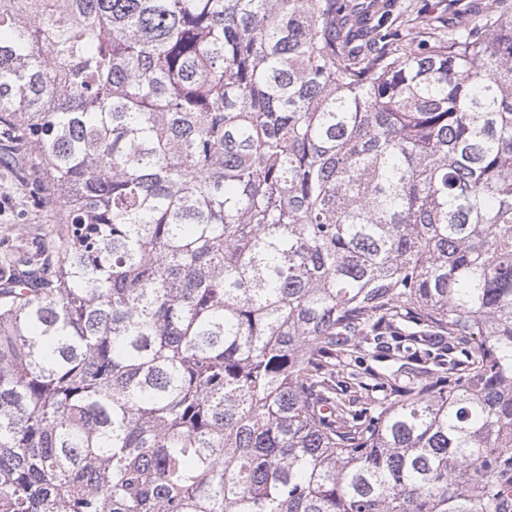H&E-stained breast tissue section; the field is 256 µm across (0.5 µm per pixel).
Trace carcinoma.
Wrapping results in <instances>:
<instances>
[{
    "label": "carcinoma",
    "mask_w": 512,
    "mask_h": 512,
    "mask_svg": "<svg viewBox=\"0 0 512 512\" xmlns=\"http://www.w3.org/2000/svg\"><path fill=\"white\" fill-rule=\"evenodd\" d=\"M399 27L0 0V140L66 225L0 273V512H512V13Z\"/></svg>",
    "instance_id": "1"
}]
</instances>
